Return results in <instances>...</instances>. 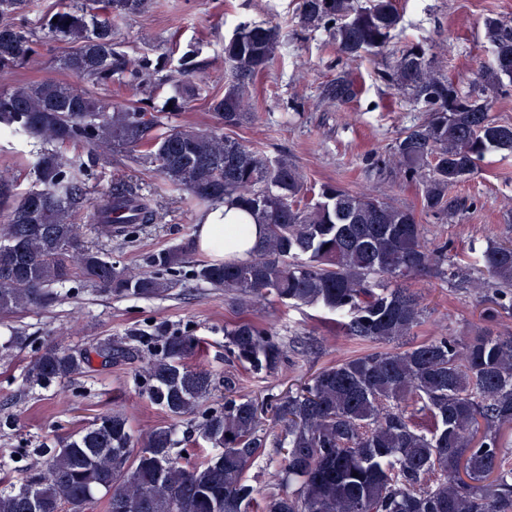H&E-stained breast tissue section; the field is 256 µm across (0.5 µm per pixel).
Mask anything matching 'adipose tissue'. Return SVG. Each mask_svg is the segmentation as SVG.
I'll use <instances>...</instances> for the list:
<instances>
[{"label": "adipose tissue", "instance_id": "obj_1", "mask_svg": "<svg viewBox=\"0 0 512 512\" xmlns=\"http://www.w3.org/2000/svg\"><path fill=\"white\" fill-rule=\"evenodd\" d=\"M261 230L237 206L224 203L206 212L196 232L198 249L218 259L245 260Z\"/></svg>", "mask_w": 512, "mask_h": 512}]
</instances>
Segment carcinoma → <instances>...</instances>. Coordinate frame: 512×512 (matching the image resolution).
Masks as SVG:
<instances>
[{
    "label": "carcinoma",
    "mask_w": 512,
    "mask_h": 512,
    "mask_svg": "<svg viewBox=\"0 0 512 512\" xmlns=\"http://www.w3.org/2000/svg\"><path fill=\"white\" fill-rule=\"evenodd\" d=\"M30 2L0 0V18L8 19L0 23V72L38 55ZM150 4L58 0L43 27L69 45L57 66L73 81L0 86V132L24 135L36 147L32 189L18 194L0 177V254L26 258L0 271V315L55 305L58 288L76 274L117 298H163L175 287L182 249L153 253L144 271L130 273L94 241L158 223L154 198L115 183L97 199L94 223H77L92 168L106 150L152 166L192 210L230 201L263 227L261 246L247 261H204L197 280L246 307L273 301L321 309L337 334L371 349L277 399L287 484L277 495L261 494L246 478L266 436L256 403L226 379L224 411L208 414L199 439L186 440L198 450L197 462L173 456L171 427L137 436L127 413L114 407L43 449L39 469L25 478L1 461L0 512H31L21 487L33 491L39 512H512V333L499 330L512 313V242L481 255L488 280L476 290L492 287L494 294L479 324L416 341L426 310L407 282L431 269L462 277L459 267L442 268L447 246H430L413 210L335 184H309L288 156H268L224 133L248 119V88L275 59L278 27L243 25L224 41L231 82L209 99L216 122L207 128L166 127L148 97L127 105L93 91L113 84L138 90L151 81L153 60L131 61L116 42L117 23ZM297 16L303 29L326 32L354 60L387 49L401 22L397 0H300ZM484 25L494 65L476 90L464 92L434 69L418 43L404 45L385 71L426 114L404 128L391 151L402 177L421 186L425 212L451 211L450 190L487 154L512 157V124L491 116L494 98L512 84V27L494 17ZM195 57L193 49L182 54L172 98L179 111L200 95ZM353 95L347 73L324 90L329 102ZM72 144L92 149L87 160L63 153ZM224 347L255 373L275 374L292 361V349L251 319L224 328ZM203 353L187 331L139 347L114 338L90 349L56 343L30 364L26 381L46 388L90 372L96 359L103 366L137 359L146 397L177 419L195 413L213 390L210 373L187 366Z\"/></svg>",
    "instance_id": "1"
}]
</instances>
